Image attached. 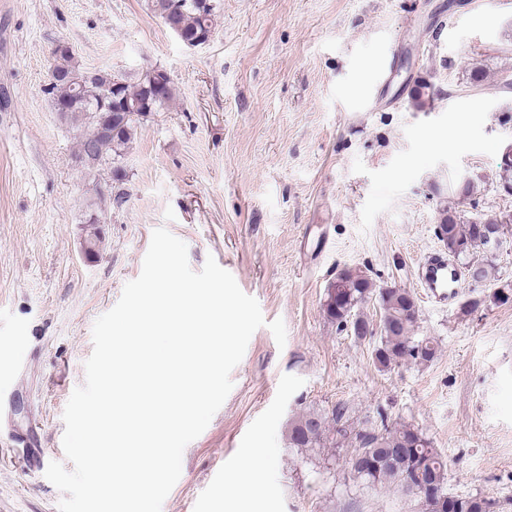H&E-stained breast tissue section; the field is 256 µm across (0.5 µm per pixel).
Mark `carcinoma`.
<instances>
[{"instance_id":"1","label":"carcinoma","mask_w":512,"mask_h":512,"mask_svg":"<svg viewBox=\"0 0 512 512\" xmlns=\"http://www.w3.org/2000/svg\"><path fill=\"white\" fill-rule=\"evenodd\" d=\"M153 11L184 43L193 42L214 30L218 0H152ZM54 79L50 83L54 109L59 116L83 128L78 158L112 159L121 162L130 147L136 129L144 118L168 107L175 98V88L168 79L157 85L155 69L129 80L105 70H87L73 62L69 51L54 53ZM77 76L81 84L70 81ZM437 94L433 83L422 80L411 92L410 105L423 110ZM500 216L487 215L468 224L455 207L438 210L435 233L448 255L459 261L466 272L477 271V281L489 276L485 259L483 227H497ZM375 301L379 322L360 312L362 305ZM324 311L346 331L356 319L364 321L367 331L355 335L358 340L379 336L372 352L373 363L387 370L409 362H429L437 353L432 340L414 336L419 310L413 294L405 288H381L359 268L342 269L327 287ZM288 447L300 452L316 448H352L346 461L349 480L367 487L394 485L403 493L416 496L414 487L428 485L421 499L424 512H494L495 502L481 496H448L447 461L423 432L409 425L390 427L367 422L356 426L347 418L341 404L329 414L309 412L288 428Z\"/></svg>"}]
</instances>
